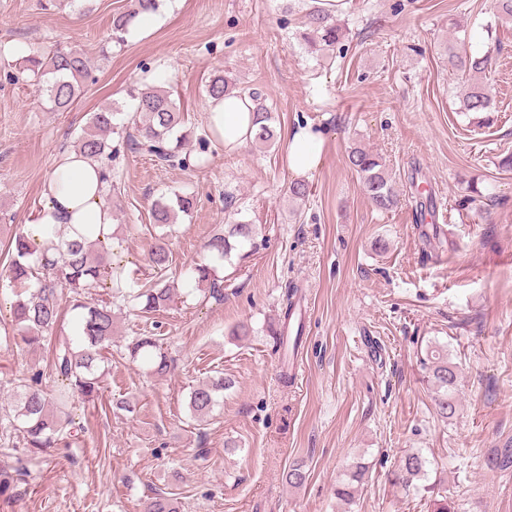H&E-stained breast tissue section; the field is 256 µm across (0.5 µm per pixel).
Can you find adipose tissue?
<instances>
[{
  "label": "adipose tissue",
  "instance_id": "adipose-tissue-1",
  "mask_svg": "<svg viewBox=\"0 0 512 512\" xmlns=\"http://www.w3.org/2000/svg\"><path fill=\"white\" fill-rule=\"evenodd\" d=\"M252 108L251 100L244 95L208 99L207 127L218 133L222 146H241L252 128ZM284 137L290 172L304 177L320 166L324 152L320 130L299 123L286 129ZM108 194L109 184L97 161L75 150L61 153L43 182L44 204L27 223V238L41 251L55 240L51 228L62 227L73 238L84 234L90 241L111 243L113 215L106 201Z\"/></svg>",
  "mask_w": 512,
  "mask_h": 512
}]
</instances>
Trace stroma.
<instances>
[{"label": "stroma", "mask_w": 512, "mask_h": 512, "mask_svg": "<svg viewBox=\"0 0 512 512\" xmlns=\"http://www.w3.org/2000/svg\"><path fill=\"white\" fill-rule=\"evenodd\" d=\"M133 0H0V275L5 246L41 207L56 155L73 148L101 107L118 111L120 153L112 193L115 259L147 277L161 234L158 196L181 192L195 205L167 242L174 301L141 313L114 308L109 364L99 399L79 404L78 436L41 458L13 447L5 423L11 381L46 370L50 346L5 343L13 295L0 288V512H142L152 492L177 497L181 512H512V24L493 0H343L345 57L307 53L294 33L304 0H166L153 26L107 44L112 18ZM463 33L472 54L497 48L487 75L489 124L459 109L467 79L449 70L440 44ZM71 47L94 78L66 111L38 86L9 77L30 50ZM258 89L275 116L262 149L209 145L204 166H164L128 145L136 81L170 88L198 153L207 125L205 84L215 72ZM309 121L323 131L322 163L308 198L294 180L283 133ZM377 153L401 202L372 208L347 163L350 147ZM432 195L445 242L428 245L416 192ZM256 225L255 247L217 263L223 301L188 287L207 242L237 222ZM301 296L302 343L293 380L269 331L283 295ZM248 324L246 340L231 331ZM178 361L159 378L130 359L143 331ZM440 347L459 372L458 408L437 417L419 360ZM232 386L207 422L187 408L190 389L212 371ZM128 398L130 410L116 409ZM422 454L427 475L395 482L404 457ZM302 463L304 485L283 472ZM368 468L353 502L336 486L355 463Z\"/></svg>", "instance_id": "stroma-1"}]
</instances>
